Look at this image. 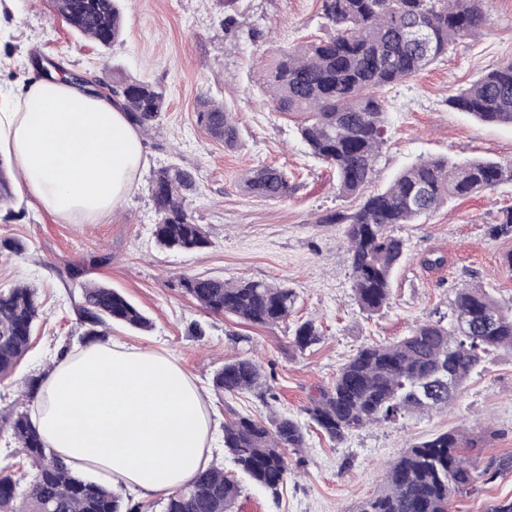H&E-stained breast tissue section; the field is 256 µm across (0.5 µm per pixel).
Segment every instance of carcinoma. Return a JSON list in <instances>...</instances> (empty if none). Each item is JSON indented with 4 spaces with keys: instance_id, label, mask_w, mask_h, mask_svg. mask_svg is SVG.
<instances>
[{
    "instance_id": "obj_1",
    "label": "carcinoma",
    "mask_w": 512,
    "mask_h": 512,
    "mask_svg": "<svg viewBox=\"0 0 512 512\" xmlns=\"http://www.w3.org/2000/svg\"><path fill=\"white\" fill-rule=\"evenodd\" d=\"M489 0H322L321 10L333 32L284 50L267 73L263 87L277 112L299 114L302 140L327 164L336 189L358 204L336 212L326 224L346 225L353 289L363 311L376 313L391 296L392 276L405 255L404 241L392 234L397 224H419L448 201L492 190L512 181V164L475 159L455 162L427 158L404 168L386 188L368 191L386 134L388 91L417 75L459 43L482 34ZM58 14L82 37L107 50L126 24L120 0H55ZM114 95L124 111L148 131L165 109L163 90L132 80L116 70ZM448 104L477 119L512 125V61L501 64L452 96ZM197 120L227 149L237 146L239 131L226 106L204 101ZM196 171L177 164L154 172L150 192L157 212L153 235L166 250L199 251L210 244L204 225L195 222L188 197L196 189ZM294 185L276 167L252 168L245 192L263 200L288 198ZM488 232L512 236V207L502 211ZM180 287L200 307L257 326L288 319L294 291L263 280L226 281L184 276ZM81 340H106L112 326L147 330L151 319L120 292L85 283L76 309ZM38 289L17 284L0 289V379L16 372L29 350L40 318ZM472 322L470 334L454 328L457 318ZM321 340L316 325L296 324L292 345L305 350ZM512 350V307H504L480 285L455 291L448 321L416 325L409 335L389 344L361 347L339 369L332 387L322 390L306 414L329 438L341 442L352 432L410 413L442 409L482 364L486 355ZM43 380L24 383L19 407L0 417L32 468L23 483L0 470V512H135L124 487L106 486L76 475L43 441L32 419ZM219 394L253 392L263 402L275 398L263 369L248 356L224 362L212 379ZM305 446L303 427L287 416L265 425L249 415L224 423V449L237 470L273 496L290 472L287 449ZM464 432L448 431L407 448L389 467L383 490L358 502L352 512H448L451 500L487 474L465 454ZM241 495L238 481L213 463L162 502V512H234Z\"/></svg>"
}]
</instances>
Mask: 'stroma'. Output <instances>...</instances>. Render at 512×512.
Instances as JSON below:
<instances>
[{
  "instance_id": "stroma-1",
  "label": "stroma",
  "mask_w": 512,
  "mask_h": 512,
  "mask_svg": "<svg viewBox=\"0 0 512 512\" xmlns=\"http://www.w3.org/2000/svg\"><path fill=\"white\" fill-rule=\"evenodd\" d=\"M126 27L103 50L71 30L54 0H5L0 6V84L41 77L43 71L83 78L111 92L112 69L163 88L167 109L146 137L149 163L131 194L99 222H61L42 209L20 183L0 209V288L37 285L41 318L32 346L15 374L0 380V411L17 406L26 378L45 372L66 345H78L75 307L80 285H108L153 320L148 332L114 326L131 345L173 356L205 399L216 435L236 414L257 420L286 415L304 428L306 445L289 453L292 473L279 495L241 479L235 512H351L385 485L387 465L411 443L451 429L469 431L467 454L493 477L455 496L449 512H487L512 498V351L487 357L447 408L415 413L331 441L311 426L306 407L332 385L339 367L363 345L393 342L418 323L447 316L454 290L464 283L489 289L512 306V272L504 258L512 237H491L503 208L512 206V181L451 200L422 224H399L406 258L390 301L369 314L352 288L346 227L326 224L328 213L353 207L341 197L327 165L312 157L296 118L275 112L262 82L279 52L327 33L321 0H126ZM236 32L225 33V15ZM512 59V0H492L483 35L450 49L447 57L387 92L388 123L373 189L387 187L419 159L445 156L462 162L512 163V126L484 123L449 107L450 96L485 71ZM225 103L239 128L237 148H225L197 122L204 100ZM176 163L195 169L189 198L210 244L197 252L160 249L153 236L156 212L149 185L154 171ZM275 165L294 177L291 197L266 201L246 195L241 179L256 166ZM10 242L24 246L7 250ZM437 253L438 268L421 263ZM266 280L292 288L297 301L289 322L260 327L206 312L178 286L180 277ZM313 321L321 341L300 351L290 344L294 323ZM258 356L266 383L278 395L263 403L254 394H215L211 379L225 360Z\"/></svg>"
}]
</instances>
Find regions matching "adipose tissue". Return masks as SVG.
I'll use <instances>...</instances> for the list:
<instances>
[{
  "mask_svg": "<svg viewBox=\"0 0 512 512\" xmlns=\"http://www.w3.org/2000/svg\"><path fill=\"white\" fill-rule=\"evenodd\" d=\"M0 153L45 210L97 220L131 192L147 162L138 130L112 97L49 75L1 86ZM33 420L76 471L143 495L169 494L210 464L202 395L171 356L113 340L56 358Z\"/></svg>",
  "mask_w": 512,
  "mask_h": 512,
  "instance_id": "obj_1",
  "label": "adipose tissue"
}]
</instances>
